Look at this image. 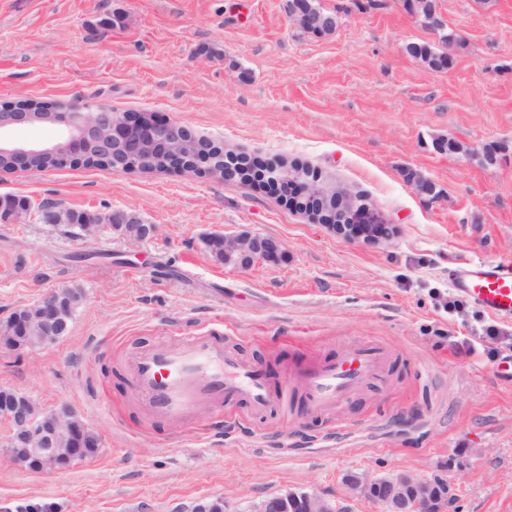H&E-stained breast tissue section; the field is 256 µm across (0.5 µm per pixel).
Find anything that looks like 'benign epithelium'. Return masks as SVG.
<instances>
[{
    "mask_svg": "<svg viewBox=\"0 0 512 512\" xmlns=\"http://www.w3.org/2000/svg\"><path fill=\"white\" fill-rule=\"evenodd\" d=\"M299 28L316 35L327 34L326 19L319 13H289ZM51 126L55 136L48 140L20 144L7 137L16 126ZM92 151L107 159L115 171L138 168L141 161L158 153L173 157L170 170H182L180 160L190 157L200 169L210 164L213 156L203 146V139L177 120L136 112H115L103 105L68 106L45 112H32L19 101L0 105V156L10 158L12 172L35 169L39 156L59 157L72 162ZM262 169L260 178L265 186L286 199H317L324 206L336 210L340 220L328 222L325 227L337 235L364 244H375L391 236L385 224L373 217L370 205L359 195L327 189L314 179L308 170L290 167L283 161L253 162L248 157L224 166V180L244 177V171L253 165ZM224 249V264L249 268L257 262H273L282 251L280 242L267 237L242 232L234 236H220ZM77 302L68 287L55 288L34 306L15 314L11 336H28L37 331V342L17 351L32 352L67 334L73 305ZM9 421L7 434L0 437V449L16 454L10 461L17 467L38 472H56L66 469L65 460L81 452L77 443L79 416L68 406L42 409L29 395L18 393L6 406ZM348 492L363 497H375L379 478L368 473L344 480ZM457 498L456 488L449 482L440 486L425 476L399 474L382 496L384 512H448ZM301 512H327L326 501L315 495L294 504Z\"/></svg>",
    "mask_w": 512,
    "mask_h": 512,
    "instance_id": "7a95c632",
    "label": "benign epithelium"
}]
</instances>
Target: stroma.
Instances as JSON below:
<instances>
[{
    "label": "stroma",
    "mask_w": 512,
    "mask_h": 512,
    "mask_svg": "<svg viewBox=\"0 0 512 512\" xmlns=\"http://www.w3.org/2000/svg\"><path fill=\"white\" fill-rule=\"evenodd\" d=\"M339 17L317 37L288 0H0V103L22 98L157 113L225 149L307 168L368 200L393 235L349 242L256 181L110 169L0 175L26 217L0 222V319L54 288L85 292L68 336L0 351V388L69 406L97 434L91 459L33 472L0 454V512H224L304 491L345 498L359 472L439 475L455 512H512V320L453 287L473 259L512 262V0H437L457 37L447 70L406 53L433 33L402 0H321ZM445 138L468 154L439 150ZM415 171L436 194L406 179ZM122 211L156 227L67 237L37 205ZM273 237L283 256L243 269L208 251L213 234ZM499 334L488 337L487 327ZM210 332L247 364L301 383L293 354L388 353L380 378L335 412L304 396L262 415L228 400L189 419L152 415L125 368L129 349Z\"/></svg>",
    "instance_id": "35a3bbf8"
}]
</instances>
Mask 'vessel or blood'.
<instances>
[{
    "instance_id": "vessel-or-blood-1",
    "label": "vessel or blood",
    "mask_w": 512,
    "mask_h": 512,
    "mask_svg": "<svg viewBox=\"0 0 512 512\" xmlns=\"http://www.w3.org/2000/svg\"><path fill=\"white\" fill-rule=\"evenodd\" d=\"M462 293L489 315L512 319V263L482 259L466 264L459 274ZM380 347L363 345L333 362L303 371L302 388L315 410H333L384 369ZM147 409L156 415L188 418L203 405L223 410L229 395L241 396L254 414L288 396L272 382L225 350L223 343L199 336L186 344H157L139 349L130 363Z\"/></svg>"
}]
</instances>
